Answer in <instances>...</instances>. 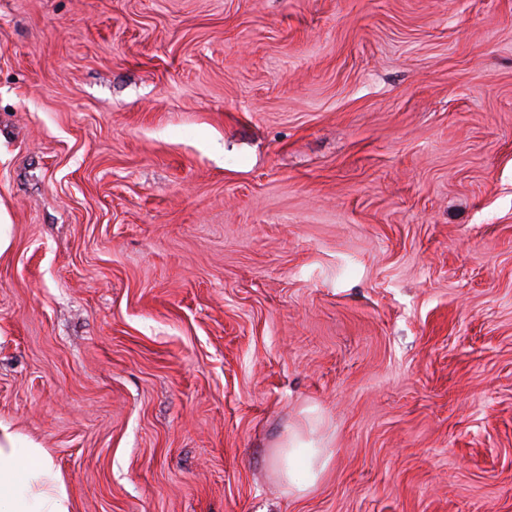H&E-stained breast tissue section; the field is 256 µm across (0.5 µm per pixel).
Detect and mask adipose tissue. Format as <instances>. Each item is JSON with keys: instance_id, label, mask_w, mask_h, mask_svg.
I'll return each instance as SVG.
<instances>
[{"instance_id": "ef3b65f1", "label": "adipose tissue", "mask_w": 512, "mask_h": 512, "mask_svg": "<svg viewBox=\"0 0 512 512\" xmlns=\"http://www.w3.org/2000/svg\"><path fill=\"white\" fill-rule=\"evenodd\" d=\"M329 449L298 443L281 449L276 472L288 494L301 497L331 462ZM0 512H73L60 471L41 443L0 423Z\"/></svg>"}]
</instances>
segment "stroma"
Instances as JSON below:
<instances>
[{
	"label": "stroma",
	"mask_w": 512,
	"mask_h": 512,
	"mask_svg": "<svg viewBox=\"0 0 512 512\" xmlns=\"http://www.w3.org/2000/svg\"><path fill=\"white\" fill-rule=\"evenodd\" d=\"M1 224L74 512H512V0H0ZM280 448L276 472L288 495L301 497L318 482L329 466L332 454L328 448H315L312 444L298 443ZM302 470L299 471L298 463Z\"/></svg>",
	"instance_id": "obj_1"
}]
</instances>
